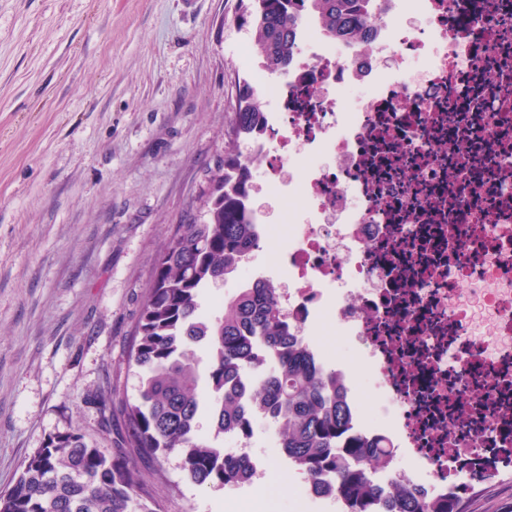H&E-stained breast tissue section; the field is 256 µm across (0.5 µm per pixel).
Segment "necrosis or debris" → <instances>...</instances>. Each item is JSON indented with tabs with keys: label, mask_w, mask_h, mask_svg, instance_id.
<instances>
[{
	"label": "necrosis or debris",
	"mask_w": 512,
	"mask_h": 512,
	"mask_svg": "<svg viewBox=\"0 0 512 512\" xmlns=\"http://www.w3.org/2000/svg\"><path fill=\"white\" fill-rule=\"evenodd\" d=\"M368 45L306 39L253 82L245 220L299 199L270 281L292 333L354 398L314 337L334 329L373 372L380 498L437 503L512 473V0H376ZM371 91L348 102L357 85Z\"/></svg>",
	"instance_id": "necrosis-or-debris-1"
}]
</instances>
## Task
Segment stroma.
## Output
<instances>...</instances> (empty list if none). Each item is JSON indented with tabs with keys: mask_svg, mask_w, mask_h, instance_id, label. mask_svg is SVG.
I'll list each match as a JSON object with an SVG mask.
<instances>
[{
	"mask_svg": "<svg viewBox=\"0 0 512 512\" xmlns=\"http://www.w3.org/2000/svg\"><path fill=\"white\" fill-rule=\"evenodd\" d=\"M239 0H0V491L48 437L108 449L98 396L136 401L128 360L154 263L207 210L237 84L260 69ZM254 426L264 476L197 485L177 456L162 512H293L305 477ZM512 512V475L462 498Z\"/></svg>",
	"mask_w": 512,
	"mask_h": 512,
	"instance_id": "obj_1",
	"label": "stroma"
}]
</instances>
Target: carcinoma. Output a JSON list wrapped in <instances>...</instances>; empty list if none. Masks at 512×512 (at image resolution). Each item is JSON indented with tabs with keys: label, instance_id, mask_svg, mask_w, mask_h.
<instances>
[{
	"label": "carcinoma",
	"instance_id": "cac0c4a2",
	"mask_svg": "<svg viewBox=\"0 0 512 512\" xmlns=\"http://www.w3.org/2000/svg\"><path fill=\"white\" fill-rule=\"evenodd\" d=\"M242 18L253 31L262 67L282 71L296 48L303 18L314 15L328 37L352 44L369 38L374 0H239ZM261 122L252 88L238 85L233 135L250 134ZM207 218L180 224L160 254L129 351L142 371L139 398L124 402L119 424L112 400L98 401L99 427L114 434L111 450L88 444L77 433L48 438L24 462L22 473L0 491V512H161L150 481L135 460L171 454L197 485L248 479L241 457L195 436L201 401L193 347L210 356V418L219 433L247 425L237 395L228 385L244 370L275 373L255 385L257 407L276 415L279 447L288 462L317 481L330 473L338 496L354 512L358 501L374 497L375 471L389 463L378 441L342 446L351 411L332 378L314 365L281 318L275 288L264 280L240 289L209 319L199 313L201 292L224 282L257 241L241 223L243 167L235 147L211 178ZM380 512H463L459 496L440 508L410 496L380 504Z\"/></svg>",
	"mask_w": 512,
	"mask_h": 512
}]
</instances>
